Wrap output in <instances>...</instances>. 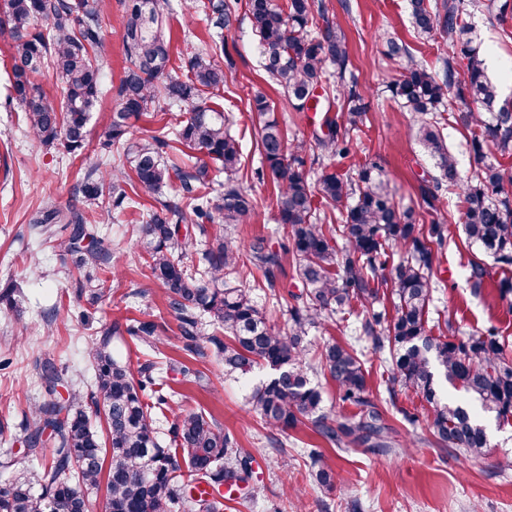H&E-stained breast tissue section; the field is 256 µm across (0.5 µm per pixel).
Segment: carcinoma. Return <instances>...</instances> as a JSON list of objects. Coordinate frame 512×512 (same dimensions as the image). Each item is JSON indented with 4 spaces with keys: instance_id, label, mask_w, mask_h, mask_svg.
I'll list each match as a JSON object with an SVG mask.
<instances>
[{
    "instance_id": "obj_1",
    "label": "carcinoma",
    "mask_w": 512,
    "mask_h": 512,
    "mask_svg": "<svg viewBox=\"0 0 512 512\" xmlns=\"http://www.w3.org/2000/svg\"><path fill=\"white\" fill-rule=\"evenodd\" d=\"M13 58L12 91L24 112L29 135L43 146L69 154L82 151L91 114L100 110L107 88V62L100 52L101 22L111 0H4ZM123 46L128 62L116 89L119 107L101 142L104 150L124 156L132 171L133 195L122 187L123 171L100 174L94 168L76 187L78 200L50 206L31 218L32 224H67L64 251L79 255L77 267L112 266L104 239L89 227V216L123 208L140 195L158 196L166 185L179 182L178 194L160 200V208L138 225L140 242L149 257L153 278L164 288L169 306L178 314L183 350L200 354V344L214 346L224 360V372L246 377L266 366L274 377L252 389L250 411L271 432H283L306 421L328 444L340 449L364 445L395 454L389 428L369 397L368 371L362 351L353 343L325 344L319 359L338 389L339 401L358 409L352 415L329 416L319 386L309 377L308 328L345 311L351 301L372 305L379 287L395 296L391 318L375 312L362 325L373 348L389 355L393 369L385 380L389 395L401 387L430 407L431 431L444 449L478 461L485 455V430L462 401H449L440 392L445 380L502 423L512 422V354L493 330L476 332L455 342L428 330L431 301L429 271L432 243H442L444 225L435 221L429 234L416 224L411 209L394 202L381 165L369 161L357 173L340 174L323 160L344 159L352 151L350 131L363 122L369 104L354 80H346L350 54L345 34L329 19L323 0H248V17L257 49L270 79L282 88L288 104L305 110L317 90L333 81L343 96V117H326L328 133L315 137L319 154L311 165L322 166L318 190L309 182L303 156L305 144L288 141L274 109L262 94L253 97L250 111L262 122L260 149L269 176L277 187V222L290 229L284 253L292 256L303 292L292 296L288 329L265 322L250 291L229 284L240 269L252 264L274 283L281 270V253L261 239L244 246L219 234L202 252L203 270H190L181 259L195 249L190 224H243L254 213V201L234 175L242 147L228 129L229 119L213 108L224 89V67L196 53L178 68L170 66L169 40L164 32L169 0H126ZM414 37L428 43L438 35L448 47L460 48L466 59L463 79L453 60L438 71L416 61L408 47L387 40V56L401 61L393 95L414 113L415 135L435 160L441 177L423 189L428 205L446 185L463 198V231L503 266L512 265V99L500 100L498 85L487 73L481 45L462 15L480 6L478 0H409ZM196 12L214 29L215 47L224 49V28L232 20L226 0H196ZM46 27L41 28L38 23ZM48 63L62 82L59 105L49 103L36 83ZM465 107L458 118L472 130L475 168L461 179L458 161L441 131L443 113L453 111L450 94ZM187 106L185 119L174 131L141 142H130L131 117L166 113ZM197 149L208 160L177 163L166 151ZM224 177L219 181L218 177ZM217 185L216 195L200 188ZM323 206H318L316 197ZM343 245L336 246V238ZM403 255L394 260L393 248ZM224 329L210 335L202 317ZM158 325L140 321L126 329L148 347L160 343ZM121 335L117 322L102 331L91 350L96 393L86 405L71 389L67 397L34 405V429L26 439L28 455L43 457L42 436L49 433L53 451L39 470L0 487V512H90L91 492L106 486L105 512H224V488L249 478L248 458L236 440L203 414L171 406L165 396L156 404L145 400L156 385L158 362L132 370L113 348ZM49 389L65 386L54 366L41 367ZM166 406L173 422L164 444L155 427V406ZM105 416L106 439L93 429L90 415ZM311 454L318 464L317 485L334 489L336 472L322 452Z\"/></svg>"
}]
</instances>
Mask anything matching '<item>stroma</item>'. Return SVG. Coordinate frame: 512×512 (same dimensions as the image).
Masks as SVG:
<instances>
[{
  "label": "stroma",
  "instance_id": "1",
  "mask_svg": "<svg viewBox=\"0 0 512 512\" xmlns=\"http://www.w3.org/2000/svg\"><path fill=\"white\" fill-rule=\"evenodd\" d=\"M324 3L329 17L346 35L349 70L370 103L363 123L352 134V153L339 164V171L378 161L390 179L395 202L413 209L421 224L430 225L434 211L445 215L452 233L432 247L434 290L428 321L432 335L466 336L492 327L512 343V294L503 298L498 292L499 282L512 278V266L501 267L468 243L460 219L462 198L455 191L441 190L435 205L424 202L421 190L431 185L439 171L413 135L411 113L389 89L399 68L385 55V37L409 43L417 60L435 67L449 57L447 39L415 43L408 0ZM124 15L120 0H113L102 20L103 50L109 62L104 82L109 86L118 85L127 65L120 37ZM464 21L481 41L487 60L512 67V13L502 18L494 12L474 11ZM166 35L171 40L172 65H181L198 51L210 52L214 62L224 65L223 110L243 148L238 179L256 202L250 220L232 226L231 232L242 244L264 237L272 249H280L289 239V230L277 222V188L262 174L260 126L249 102L256 92L266 94L289 139L309 143L320 130L323 112H298L287 104L264 69L244 0H239L231 28L224 34L223 50L214 49L193 0H170ZM11 77L10 39L0 33V157L7 160L6 166H0V293L14 284L21 288L9 314H0L1 454L25 457L24 425L32 404L54 393L66 396L71 388L91 394L95 376L88 351L103 327L115 321L132 325L151 320L159 327V351H151L129 335L115 341V348L134 367L153 357L163 361L166 392L186 408L213 415L252 458L251 478L225 501L224 512H512V470L498 467L512 458V423L482 416L489 441L486 456L467 463L436 444L427 427V409L411 392L401 390L393 398L386 392L381 373L391 364L385 354L373 352L370 338H357L356 330L372 311L393 312L388 294L381 295L374 306H355L346 320L335 318L309 328L308 361L310 377L320 386L327 411L339 414L336 384L321 370L318 350L328 341L358 339L370 366L368 389L384 412L399 454H374L359 446L337 449L307 423L279 433L283 447L274 449L249 411L251 383L226 375L212 346H205L200 356L182 348L176 314L164 289L151 277L146 255L137 243V226L148 210L156 208L155 200L143 198L133 207L113 210L109 223L95 227L119 260L117 277L98 270L80 275L74 256L60 248L69 235L68 226L54 224L41 233L30 222L44 206L65 205L91 168L121 167L117 154L106 156L100 151L116 95L108 94L101 111L94 113L82 154L70 155L47 149L28 136L24 114L11 98ZM474 260L488 272L478 294L468 280ZM283 263L286 272L274 284H267L256 268L239 281L241 287L251 289L267 323L282 329L289 324L292 295L303 290L291 257H284ZM46 358L68 382L54 393L38 375V364ZM314 448L329 457L337 472L333 491H322L313 479L316 467L310 451ZM25 459L23 469L40 468V459Z\"/></svg>",
  "mask_w": 512,
  "mask_h": 512
}]
</instances>
